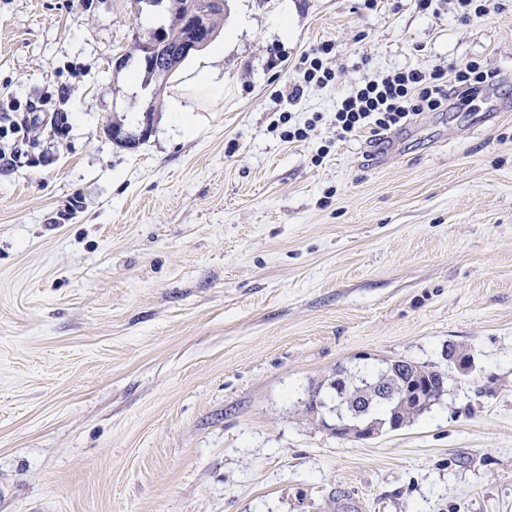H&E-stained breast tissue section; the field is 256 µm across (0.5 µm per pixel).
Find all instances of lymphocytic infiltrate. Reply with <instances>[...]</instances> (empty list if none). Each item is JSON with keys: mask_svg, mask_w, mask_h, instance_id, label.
I'll return each instance as SVG.
<instances>
[{"mask_svg": "<svg viewBox=\"0 0 512 512\" xmlns=\"http://www.w3.org/2000/svg\"><path fill=\"white\" fill-rule=\"evenodd\" d=\"M331 51V43L326 42L302 57L289 98L299 99L305 87L323 85L333 79V71L324 67L322 60ZM494 84L495 72L484 60H473L453 70L436 65L426 71L405 69L368 76L337 105L336 136L347 140L367 132L380 144L385 135L407 124L415 115L438 110L454 101L472 100Z\"/></svg>", "mask_w": 512, "mask_h": 512, "instance_id": "1", "label": "lymphocytic infiltrate"}]
</instances>
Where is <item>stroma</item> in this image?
Masks as SVG:
<instances>
[{
	"label": "stroma",
	"mask_w": 512,
	"mask_h": 512,
	"mask_svg": "<svg viewBox=\"0 0 512 512\" xmlns=\"http://www.w3.org/2000/svg\"><path fill=\"white\" fill-rule=\"evenodd\" d=\"M138 0H0V102L66 89L0 167V512H512V0H227L224 96L190 134ZM333 81L284 96L323 42ZM484 58L500 86L385 147L336 138L365 76ZM145 141H113V124ZM307 126L284 139L282 113ZM497 113L494 121L486 113ZM406 428L301 414L336 367L448 369ZM454 3V11L458 17L469 22L474 19H481L491 11L490 0H451ZM143 127L139 132L125 130L121 126L112 127V139L121 143L135 145L146 139L152 129L154 102H149L143 110Z\"/></svg>",
	"instance_id": "1"
}]
</instances>
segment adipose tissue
I'll return each mask as SVG.
<instances>
[{
  "label": "adipose tissue",
  "instance_id": "ef3b65f1",
  "mask_svg": "<svg viewBox=\"0 0 512 512\" xmlns=\"http://www.w3.org/2000/svg\"><path fill=\"white\" fill-rule=\"evenodd\" d=\"M223 55V48H216L210 57L197 60L179 74L178 90L169 97L167 110L176 115L182 131L191 129L189 115L195 110L193 93L204 92L217 99L222 97L224 86L217 79L215 64Z\"/></svg>",
  "mask_w": 512,
  "mask_h": 512
}]
</instances>
